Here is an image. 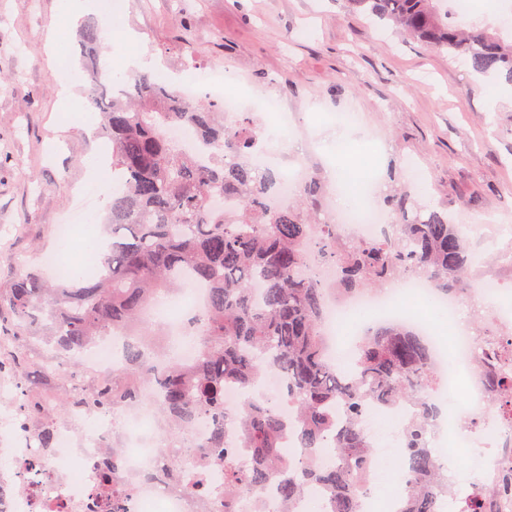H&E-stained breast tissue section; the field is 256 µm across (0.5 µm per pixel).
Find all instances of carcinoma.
<instances>
[{"label": "carcinoma", "instance_id": "cac0c4a2", "mask_svg": "<svg viewBox=\"0 0 512 512\" xmlns=\"http://www.w3.org/2000/svg\"><path fill=\"white\" fill-rule=\"evenodd\" d=\"M440 0H348L376 24L464 59L479 75H505L512 83V43L489 36L459 19L451 22L436 7ZM101 22L84 23L79 38L81 69L91 104L101 111V134L111 146L112 172L120 188L110 197L112 241L94 253L101 273L88 278L80 270L54 282L29 271L0 291V351L12 368L39 381L29 408L41 414L50 399L65 416L78 404L88 411L137 401L152 386L174 428L197 420L212 423L204 447L224 451V512L256 486H275L280 512L293 505L309 484L330 494L334 512H358L354 488L369 474L372 450L360 414L367 404L394 407L412 402L417 414L404 427L402 465L409 475L403 512H434L435 499L448 493V475L438 470L424 447V434L438 408L425 397L435 381L430 352L420 335L402 325L370 327L353 351L354 375L346 379L326 359L320 331L324 288L300 274L307 262L304 245L317 224L324 188L310 180L295 205L271 208L281 174L251 167L250 119L224 124L214 102L185 104L178 91L139 73L118 92L101 68ZM191 125L196 151L177 148L164 136L171 123ZM219 193L234 200L230 210L213 205ZM389 211L401 224L399 241L336 243L327 228L316 259L336 266L331 292L347 298L373 290L403 269L428 276L442 294H461L469 285L473 261L466 238L448 215L428 210L406 191L390 196ZM186 280L208 289L204 311L189 322L200 336L197 363L184 367L174 358L157 360L162 329L146 331L139 314L159 294L178 291ZM47 329L49 341L72 355L120 329L126 338L121 373L98 374L80 394L67 388L60 373L44 378L27 352L12 348L17 335ZM512 346L492 340L479 367L492 406L512 399V376L500 368ZM274 369L287 380L279 399L261 395L232 414L224 389L249 392L263 372ZM290 405L295 438L303 448H318L334 436L342 464L303 465L302 476L283 477L288 463L284 440ZM348 421L336 426L334 410ZM236 421L250 463L242 467L225 447L223 423ZM497 493H475L468 512H494Z\"/></svg>", "mask_w": 512, "mask_h": 512}]
</instances>
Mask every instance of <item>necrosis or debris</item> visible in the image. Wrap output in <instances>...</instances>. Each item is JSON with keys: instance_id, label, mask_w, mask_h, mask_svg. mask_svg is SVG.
<instances>
[{"instance_id": "obj_1", "label": "necrosis or debris", "mask_w": 512, "mask_h": 512, "mask_svg": "<svg viewBox=\"0 0 512 512\" xmlns=\"http://www.w3.org/2000/svg\"><path fill=\"white\" fill-rule=\"evenodd\" d=\"M224 72L210 69L192 72L181 85L187 100L205 94L222 101L228 118L242 109L244 95L225 96ZM288 129L292 115L272 98L262 99L251 115L253 147L250 163L258 168L277 164L267 150L265 134L269 122ZM339 240L364 241L387 233L400 237L399 225L389 223L383 210L367 203L363 211L343 212L336 223ZM389 292L359 294L325 304L329 321L327 336H335V325L350 313H367L378 306L389 316L410 319L422 331L430 346L432 362L439 375L430 397L442 405L432 434L473 459L471 476L449 478L448 494L439 498L435 512H460L461 506L478 488L494 487L512 458L505 448L512 446V404L486 409L487 387L476 370L485 352L478 337L459 333L453 347H445L427 327L424 316L438 308L456 317L459 308L488 317L493 334L512 339V285L489 278L454 300H433L431 283L412 273L398 277ZM454 364H447L448 353ZM31 390L11 377L0 362V425L7 429L0 439V512H112L113 496L124 499L127 512H224V462L202 454L211 424L201 420L184 430L169 433L165 449H158L161 412L153 399L116 409L87 412L73 408L67 422L58 428L54 448H41L36 436L39 418L28 410ZM182 462L177 476H169L166 456ZM114 461L117 480L102 487L100 469ZM402 477H395L385 489L365 483L359 490V512H401Z\"/></svg>"}]
</instances>
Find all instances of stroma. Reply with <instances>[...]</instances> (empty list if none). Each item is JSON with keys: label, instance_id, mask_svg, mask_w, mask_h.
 <instances>
[{"label": "stroma", "instance_id": "1", "mask_svg": "<svg viewBox=\"0 0 512 512\" xmlns=\"http://www.w3.org/2000/svg\"><path fill=\"white\" fill-rule=\"evenodd\" d=\"M124 25L137 33L164 77L216 66L254 97L271 96L294 112L283 152L316 176L332 113L360 114L366 136L337 156V172L374 164L378 199L398 185L407 160L428 172L409 185L418 204L451 215L487 265L473 279L512 278L495 263L492 242L471 234L474 220L512 225V88L424 42L381 30L345 0H120ZM77 27L58 0H0V289L23 270L44 268L56 250L57 224L88 182L85 159L106 144L80 122L59 132L56 75L78 67ZM385 142L369 154L368 138Z\"/></svg>", "mask_w": 512, "mask_h": 512}]
</instances>
